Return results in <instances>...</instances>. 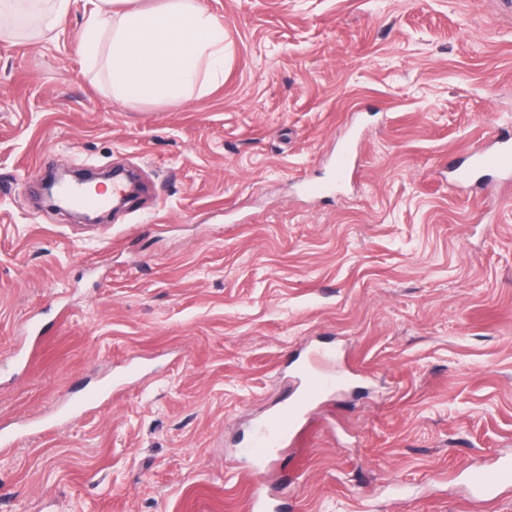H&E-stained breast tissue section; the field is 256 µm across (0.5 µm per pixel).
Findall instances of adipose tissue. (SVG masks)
<instances>
[{
	"label": "adipose tissue",
	"instance_id": "obj_1",
	"mask_svg": "<svg viewBox=\"0 0 512 512\" xmlns=\"http://www.w3.org/2000/svg\"><path fill=\"white\" fill-rule=\"evenodd\" d=\"M87 64L126 104L180 105L224 80V25L201 0H84Z\"/></svg>",
	"mask_w": 512,
	"mask_h": 512
}]
</instances>
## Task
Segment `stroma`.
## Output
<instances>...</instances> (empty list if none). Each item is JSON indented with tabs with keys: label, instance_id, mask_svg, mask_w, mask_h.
<instances>
[{
	"label": "stroma",
	"instance_id": "1",
	"mask_svg": "<svg viewBox=\"0 0 512 512\" xmlns=\"http://www.w3.org/2000/svg\"><path fill=\"white\" fill-rule=\"evenodd\" d=\"M202 2L224 81L179 106L113 99L82 6L0 39V512H249L256 432L315 350L356 373L267 458L284 512H512L472 474L512 456V183L446 180L512 130V8ZM351 135L356 179L308 196ZM63 166L142 189L83 224L39 199ZM125 376L121 378L113 379L112 383H109L105 387L98 389L97 392L89 394V393H81L78 395H73L70 397L68 401V410L70 412H83L88 407L92 406L96 401H98L102 396L112 394V391L115 392L120 387V381L124 380Z\"/></svg>",
	"mask_w": 512,
	"mask_h": 512
}]
</instances>
